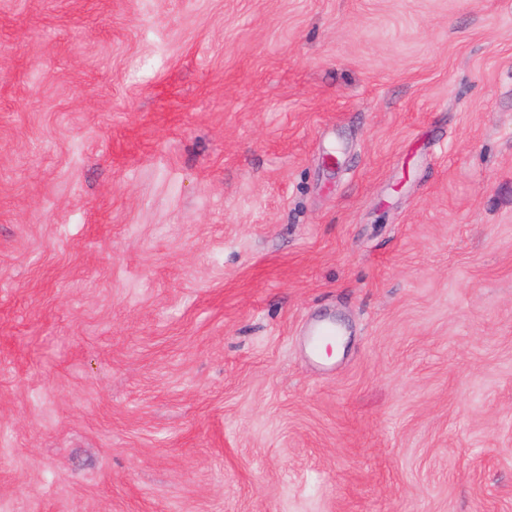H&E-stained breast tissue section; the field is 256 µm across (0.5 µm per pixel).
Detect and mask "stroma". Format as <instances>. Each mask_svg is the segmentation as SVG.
Returning a JSON list of instances; mask_svg holds the SVG:
<instances>
[{"instance_id":"35a3bbf8","label":"stroma","mask_w":512,"mask_h":512,"mask_svg":"<svg viewBox=\"0 0 512 512\" xmlns=\"http://www.w3.org/2000/svg\"><path fill=\"white\" fill-rule=\"evenodd\" d=\"M0 512H512V0H0Z\"/></svg>"}]
</instances>
